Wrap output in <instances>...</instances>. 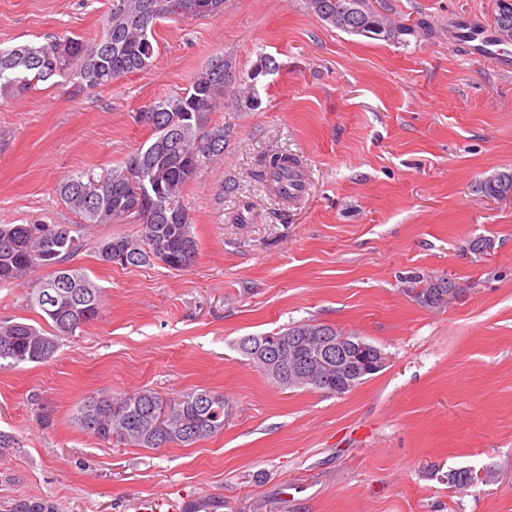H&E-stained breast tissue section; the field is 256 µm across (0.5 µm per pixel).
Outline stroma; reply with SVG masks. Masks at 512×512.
<instances>
[{
    "mask_svg": "<svg viewBox=\"0 0 512 512\" xmlns=\"http://www.w3.org/2000/svg\"><path fill=\"white\" fill-rule=\"evenodd\" d=\"M403 27L349 35L307 0H224V12L160 21L150 67L75 92L52 78L0 97V224H75L57 188L107 171L142 146L136 120L184 91L212 60L246 79L277 70L259 105L232 95L224 159L183 200L194 263L100 261L98 242L133 224H94L70 262L103 290L101 316L52 359L0 370V512L44 500L54 512H142L149 497L209 512H512V199L474 192L512 169V71L448 36L449 14L488 27L496 0H370ZM111 0H0V45L100 34ZM274 154L300 155L305 188L284 202L259 179ZM492 239L480 253L473 239ZM47 269L0 285V320L45 321L26 302ZM462 296L439 308L419 280ZM317 321L383 350L384 370L337 395L281 389L236 350L241 337ZM205 389L234 414L189 447L115 446L74 422L97 392ZM487 472L450 487V471ZM274 69H276L275 60L269 56H261L259 61L248 74L247 79L244 80L245 85H247L245 90H239L238 87H236L234 91L229 90L230 93L233 94L236 108H238L239 111L243 108L250 109V107L255 106L257 102V98L255 97V87L259 78L265 76L268 72ZM448 288H461L451 280H440L435 283L426 281L423 288L417 294V299L424 305L436 307L440 305V294L445 293Z\"/></svg>",
    "mask_w": 512,
    "mask_h": 512,
    "instance_id": "obj_1",
    "label": "stroma"
}]
</instances>
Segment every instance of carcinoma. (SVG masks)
<instances>
[{"label":"carcinoma","mask_w":512,"mask_h":512,"mask_svg":"<svg viewBox=\"0 0 512 512\" xmlns=\"http://www.w3.org/2000/svg\"><path fill=\"white\" fill-rule=\"evenodd\" d=\"M322 21L343 32L373 33L387 40L399 38L404 28L393 27L379 14L369 11L367 0H308ZM224 0H112L99 37L51 35L38 45L0 47V97L30 90L53 77L75 79L81 88L112 84L130 73L148 68L156 50L155 28L163 19H192L218 16ZM495 30L512 39V8L497 12ZM231 66L217 58L198 72L189 88L142 108L154 121L146 123L152 140L110 171L85 168L59 185V195L81 224H0V284H10L36 268H51L52 274L36 281L27 301L51 322L52 332L10 320H0V370L53 357L59 339L101 316L103 296L85 273L65 266L84 246L87 224H137L135 235L114 234L98 244V256L106 264L117 254L127 255L123 266L153 262L172 270L189 268L197 255L192 235V217L182 199V189L197 174L223 158L230 127L216 124L211 114L224 102L232 83ZM276 69L275 60L260 57L244 80L245 90L232 91L236 108L255 106V87L260 77ZM288 156L274 155L264 164L259 177L279 184L280 195L288 197ZM476 193L489 199L512 197V171H503L475 185ZM457 284L451 280L427 282L417 299L431 307L440 294ZM342 335L336 328L317 321L292 323L275 332L244 336L238 351L256 370L284 389L306 388L337 395L352 390L348 375L331 369L312 384L298 381L293 370L296 348L308 336L315 339L305 368L313 366L327 338ZM346 340L366 348L356 366L372 359L381 349L363 337L347 334ZM172 397L146 388L124 395L96 394L78 406L76 423L102 441L139 448L192 445L224 428V411L229 401L205 389Z\"/></svg>","instance_id":"obj_1"}]
</instances>
